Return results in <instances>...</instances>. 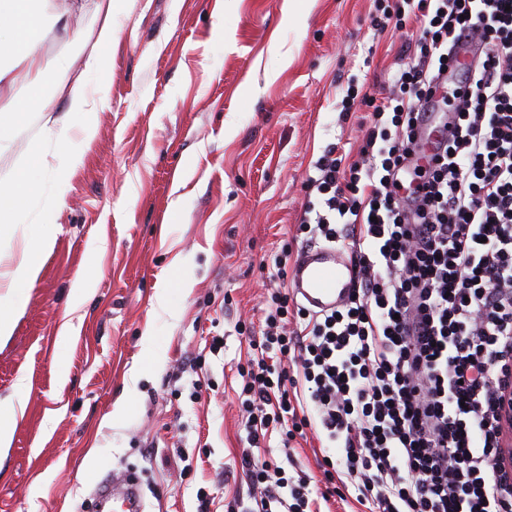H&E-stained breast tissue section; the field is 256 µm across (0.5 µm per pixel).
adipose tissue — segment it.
Returning a JSON list of instances; mask_svg holds the SVG:
<instances>
[{"label": "adipose tissue", "mask_w": 512, "mask_h": 512, "mask_svg": "<svg viewBox=\"0 0 512 512\" xmlns=\"http://www.w3.org/2000/svg\"><path fill=\"white\" fill-rule=\"evenodd\" d=\"M46 18L64 19L62 13L53 11L50 0H0V93L12 92L19 85L42 87L68 73L69 59L45 61L33 36ZM35 193L26 170L0 177V242L16 237L14 216Z\"/></svg>", "instance_id": "obj_1"}]
</instances>
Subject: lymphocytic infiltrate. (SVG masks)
Returning <instances> with one entry per match:
<instances>
[{"label":"lymphocytic infiltrate","instance_id":"lymphocytic-infiltrate-1","mask_svg":"<svg viewBox=\"0 0 512 512\" xmlns=\"http://www.w3.org/2000/svg\"><path fill=\"white\" fill-rule=\"evenodd\" d=\"M405 60L363 113L356 159L332 144L299 228L352 252L326 315L273 291L240 395L246 440L313 428L337 493L367 512H512L498 408L512 383V0H374ZM302 323L288 330V314ZM247 512H306L309 483L243 455Z\"/></svg>","mask_w":512,"mask_h":512}]
</instances>
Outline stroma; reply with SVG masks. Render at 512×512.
Returning <instances> with one entry per match:
<instances>
[{
  "label": "stroma",
  "mask_w": 512,
  "mask_h": 512,
  "mask_svg": "<svg viewBox=\"0 0 512 512\" xmlns=\"http://www.w3.org/2000/svg\"><path fill=\"white\" fill-rule=\"evenodd\" d=\"M96 2L37 32L42 56H69L72 75L17 93L64 114L84 160L47 227L59 161L31 169L41 195L0 247L1 268L25 241L53 239L0 340V406L19 410L0 512H95L96 489L128 471L147 512H197L202 493L212 512H243L254 489L237 397L271 289L265 265L306 246L303 183L327 146L361 135L342 96L380 88L397 46L375 35L373 0L290 12L284 0H129L101 48ZM81 46L105 58L85 73L87 94L108 91L90 116L67 110ZM44 141L39 121L15 129L0 176ZM79 282L91 293L77 304ZM325 453L315 437L294 440L285 469L325 491Z\"/></svg>",
  "instance_id": "1"
}]
</instances>
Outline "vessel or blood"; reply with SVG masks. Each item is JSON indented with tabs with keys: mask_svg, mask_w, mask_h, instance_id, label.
Returning <instances> with one entry per match:
<instances>
[{
	"mask_svg": "<svg viewBox=\"0 0 512 512\" xmlns=\"http://www.w3.org/2000/svg\"><path fill=\"white\" fill-rule=\"evenodd\" d=\"M357 276L348 250L318 244L301 250L293 265L290 286L303 306L322 315L335 311L347 300ZM104 500L120 503L121 512H145L136 480L123 474L113 477Z\"/></svg>",
	"mask_w": 512,
	"mask_h": 512,
	"instance_id": "obj_1",
	"label": "vessel or blood"
}]
</instances>
